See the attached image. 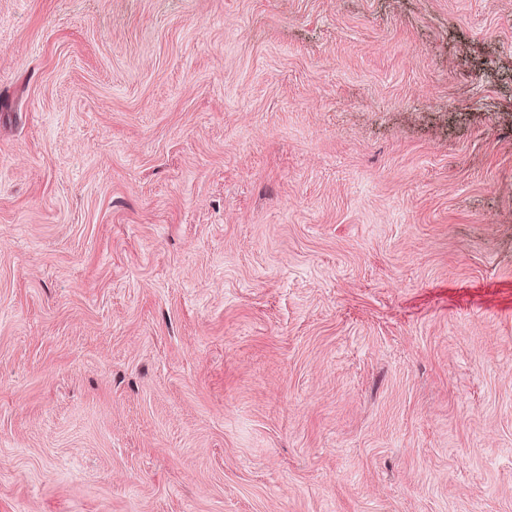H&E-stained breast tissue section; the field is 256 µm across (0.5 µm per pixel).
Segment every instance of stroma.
Listing matches in <instances>:
<instances>
[{"label": "stroma", "instance_id": "obj_1", "mask_svg": "<svg viewBox=\"0 0 512 512\" xmlns=\"http://www.w3.org/2000/svg\"><path fill=\"white\" fill-rule=\"evenodd\" d=\"M0 512H512V0H0Z\"/></svg>", "mask_w": 512, "mask_h": 512}]
</instances>
